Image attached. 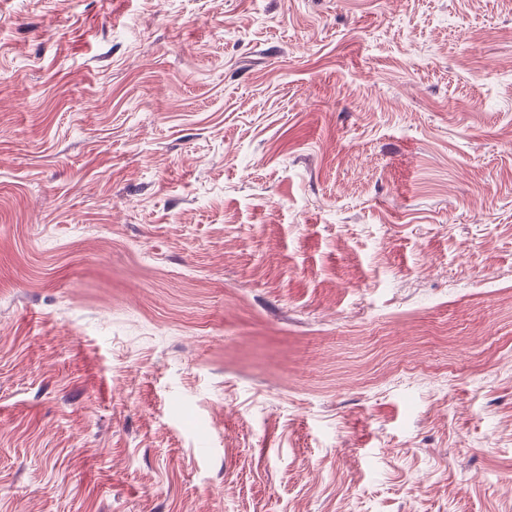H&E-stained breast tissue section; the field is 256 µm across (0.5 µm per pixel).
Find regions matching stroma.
<instances>
[{
	"label": "stroma",
	"mask_w": 512,
	"mask_h": 512,
	"mask_svg": "<svg viewBox=\"0 0 512 512\" xmlns=\"http://www.w3.org/2000/svg\"><path fill=\"white\" fill-rule=\"evenodd\" d=\"M0 512H512V0H0Z\"/></svg>",
	"instance_id": "stroma-1"
}]
</instances>
